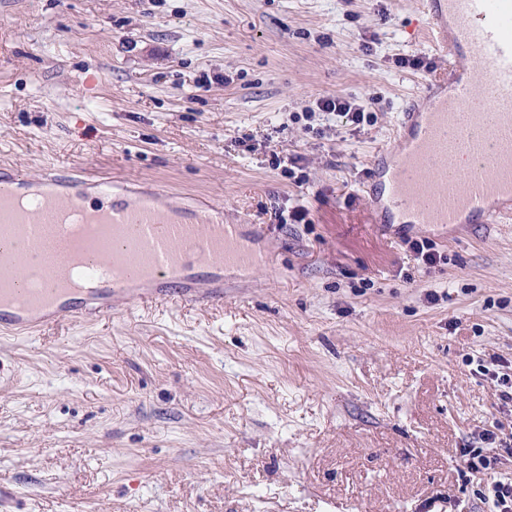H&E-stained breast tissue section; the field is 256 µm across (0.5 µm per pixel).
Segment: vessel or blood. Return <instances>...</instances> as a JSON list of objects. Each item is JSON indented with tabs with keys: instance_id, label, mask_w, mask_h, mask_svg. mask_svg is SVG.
Here are the masks:
<instances>
[{
	"instance_id": "vessel-or-blood-1",
	"label": "vessel or blood",
	"mask_w": 512,
	"mask_h": 512,
	"mask_svg": "<svg viewBox=\"0 0 512 512\" xmlns=\"http://www.w3.org/2000/svg\"><path fill=\"white\" fill-rule=\"evenodd\" d=\"M434 49L455 67L428 82L400 114L392 143L372 161L363 187L373 223L406 232L421 228L488 225L512 215V0H423ZM475 58V68L464 65ZM470 162L454 165L459 150ZM49 190L20 207L29 180L0 168V246L19 239L31 251L53 248L60 259L53 287L22 300L23 269L0 249V334L27 338L66 319L91 321L125 305L166 298L222 300L220 270L248 271L266 261L244 240L241 225L224 221L222 207L168 211L163 187L135 204L115 202L87 211L89 222L111 232L120 278L75 286L68 262L79 250L52 222L80 204L88 181L45 173Z\"/></svg>"
}]
</instances>
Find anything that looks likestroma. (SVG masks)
I'll return each mask as SVG.
<instances>
[{
    "label": "stroma",
    "mask_w": 512,
    "mask_h": 512,
    "mask_svg": "<svg viewBox=\"0 0 512 512\" xmlns=\"http://www.w3.org/2000/svg\"><path fill=\"white\" fill-rule=\"evenodd\" d=\"M418 0H0V165L146 181L262 226L224 301L0 338V512H448L512 440V219L414 230L362 195L448 62ZM421 58V68L399 59ZM366 105L357 126L314 110ZM303 207L304 224L276 212Z\"/></svg>",
    "instance_id": "35a3bbf8"
}]
</instances>
